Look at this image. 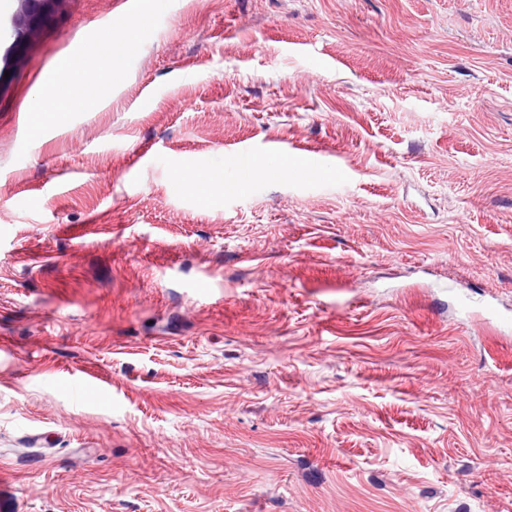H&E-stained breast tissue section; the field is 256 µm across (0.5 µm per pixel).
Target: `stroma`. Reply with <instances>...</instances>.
<instances>
[{
    "mask_svg": "<svg viewBox=\"0 0 512 512\" xmlns=\"http://www.w3.org/2000/svg\"><path fill=\"white\" fill-rule=\"evenodd\" d=\"M130 14L0 0L11 512H512V0ZM142 22L143 18L138 15L118 20L117 24L123 27V34L118 38H104L98 43L96 53L109 58L113 77L123 72L127 53L132 44L133 35ZM87 77V69L81 72H75L71 66L64 67L55 84L51 88L41 92L36 98L32 112L36 115L43 112H60L68 104L67 99L63 98L61 92H66L68 100L78 95Z\"/></svg>",
    "mask_w": 512,
    "mask_h": 512,
    "instance_id": "obj_1",
    "label": "stroma"
}]
</instances>
